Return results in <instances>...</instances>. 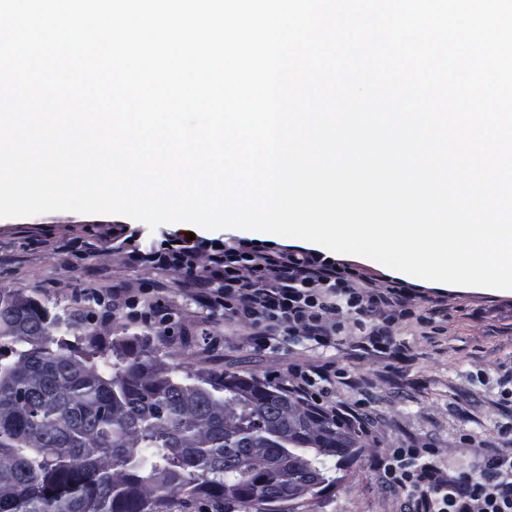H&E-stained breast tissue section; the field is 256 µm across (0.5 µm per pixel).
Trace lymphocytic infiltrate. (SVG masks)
<instances>
[{"label": "lymphocytic infiltrate", "mask_w": 512, "mask_h": 512, "mask_svg": "<svg viewBox=\"0 0 512 512\" xmlns=\"http://www.w3.org/2000/svg\"><path fill=\"white\" fill-rule=\"evenodd\" d=\"M182 251L196 267L208 269L223 252L224 313L254 326L259 346L286 338L290 343L325 346L339 336L359 337L365 354L383 357L397 347V331L408 302L419 290L379 281L345 260L307 250L268 255L252 242L227 248L184 240ZM308 363L292 365L287 390L296 409L315 412L370 435L373 424L362 402L328 407L319 382L345 379ZM430 443L411 442L393 451L382 468L387 479L417 497L419 512H512V424L499 425L494 441L485 443L475 468L439 476L423 456Z\"/></svg>", "instance_id": "f902f5d3"}]
</instances>
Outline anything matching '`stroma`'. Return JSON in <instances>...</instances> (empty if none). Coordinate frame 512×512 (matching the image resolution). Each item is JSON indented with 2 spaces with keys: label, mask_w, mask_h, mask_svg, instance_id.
Instances as JSON below:
<instances>
[{
  "label": "stroma",
  "mask_w": 512,
  "mask_h": 512,
  "mask_svg": "<svg viewBox=\"0 0 512 512\" xmlns=\"http://www.w3.org/2000/svg\"><path fill=\"white\" fill-rule=\"evenodd\" d=\"M135 234L131 243L109 229ZM193 237L236 242L237 229L195 231L179 224L148 229L122 215L49 213L0 219V288L38 293L40 299L71 305L79 294L105 296L97 308V333L113 340L115 317L148 313L156 301L174 312L179 335L168 337L163 360L179 376L238 372L273 387L284 386L291 364H334L347 371L346 385L332 390L330 403L369 400L377 433L360 438L353 455L340 463L336 484L308 499L304 512H415L408 492L387 483L379 457L408 442L436 444L433 466L444 474L473 467L478 441L493 440L512 414L498 412V365L512 360V318L501 317L505 298L489 288L451 289L447 306L421 300L416 311L430 326L408 320L399 359L362 355L350 338L328 347L307 343L255 342L250 324L225 317L194 288L180 287L172 268L148 261L143 247L160 248Z\"/></svg>",
  "instance_id": "obj_1"
}]
</instances>
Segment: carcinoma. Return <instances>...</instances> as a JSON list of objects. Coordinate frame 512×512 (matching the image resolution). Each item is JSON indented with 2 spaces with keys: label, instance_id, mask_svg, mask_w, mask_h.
<instances>
[{
  "label": "carcinoma",
  "instance_id": "1",
  "mask_svg": "<svg viewBox=\"0 0 512 512\" xmlns=\"http://www.w3.org/2000/svg\"><path fill=\"white\" fill-rule=\"evenodd\" d=\"M173 269L185 288L224 287L188 262ZM85 303L58 311L36 293L0 289V512H170L177 499L187 509L204 502L206 512H260L254 503L294 501L288 484L304 477L277 432L307 459L314 496L333 483L326 459L352 454L355 435L333 421L271 418L265 400L286 405L288 391L252 376L209 372L202 400L186 403L190 378L159 355L175 328L167 306L117 324V349L96 333L90 304L105 299Z\"/></svg>",
  "mask_w": 512,
  "mask_h": 512
}]
</instances>
